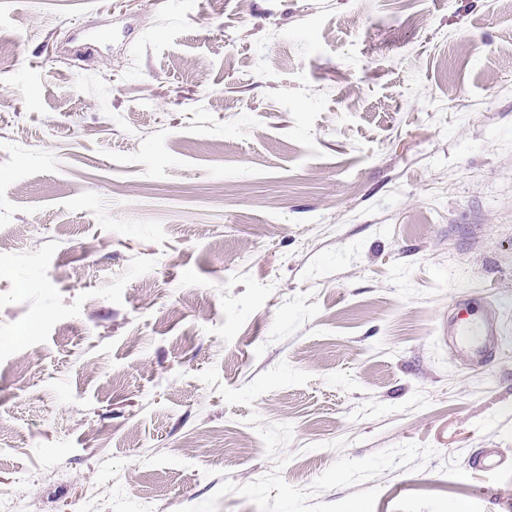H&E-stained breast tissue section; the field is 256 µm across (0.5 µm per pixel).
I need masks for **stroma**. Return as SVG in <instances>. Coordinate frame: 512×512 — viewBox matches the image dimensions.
<instances>
[{
	"mask_svg": "<svg viewBox=\"0 0 512 512\" xmlns=\"http://www.w3.org/2000/svg\"><path fill=\"white\" fill-rule=\"evenodd\" d=\"M462 295L498 310L490 366L448 347ZM510 487L498 0H0L18 512H512Z\"/></svg>",
	"mask_w": 512,
	"mask_h": 512,
	"instance_id": "obj_1",
	"label": "stroma"
}]
</instances>
